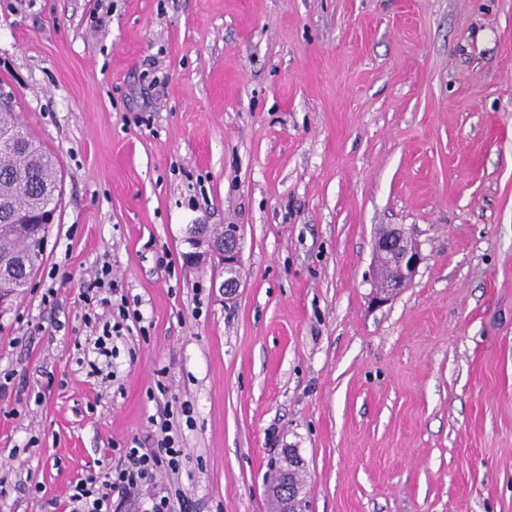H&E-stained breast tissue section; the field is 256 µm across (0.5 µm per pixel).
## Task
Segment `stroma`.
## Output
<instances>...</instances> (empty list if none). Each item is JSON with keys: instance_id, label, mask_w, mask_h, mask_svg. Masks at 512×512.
Wrapping results in <instances>:
<instances>
[{"instance_id": "1", "label": "stroma", "mask_w": 512, "mask_h": 512, "mask_svg": "<svg viewBox=\"0 0 512 512\" xmlns=\"http://www.w3.org/2000/svg\"><path fill=\"white\" fill-rule=\"evenodd\" d=\"M0 89L62 176L0 311V512L165 409L191 512H270L291 451L304 512H512V0H0ZM193 224L236 225L233 300ZM392 225L424 260L378 306ZM105 263L141 321L103 380ZM111 274L112 268L109 266V264H102L100 269H97L94 280L90 283V285L84 292V298L86 299V301L91 303L93 300L97 299L98 295L102 291L109 294L110 297L114 292L117 291V289L114 288V281H112ZM94 288L96 289L95 291ZM91 291H93L94 293H91L90 295Z\"/></svg>"}]
</instances>
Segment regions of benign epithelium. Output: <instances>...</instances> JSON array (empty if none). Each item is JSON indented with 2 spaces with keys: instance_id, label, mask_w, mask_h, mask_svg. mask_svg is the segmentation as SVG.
<instances>
[{
  "instance_id": "obj_1",
  "label": "benign epithelium",
  "mask_w": 512,
  "mask_h": 512,
  "mask_svg": "<svg viewBox=\"0 0 512 512\" xmlns=\"http://www.w3.org/2000/svg\"><path fill=\"white\" fill-rule=\"evenodd\" d=\"M220 253L224 265V281L220 284L224 298L236 296L241 279V247L237 229H224V240L210 242ZM377 268L375 274V299L382 304L391 300L408 287L416 276L423 256L418 245L401 227H392L384 237L375 240Z\"/></svg>"
}]
</instances>
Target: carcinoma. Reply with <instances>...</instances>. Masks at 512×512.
<instances>
[{
  "label": "carcinoma",
  "instance_id": "1",
  "mask_svg": "<svg viewBox=\"0 0 512 512\" xmlns=\"http://www.w3.org/2000/svg\"><path fill=\"white\" fill-rule=\"evenodd\" d=\"M61 192L59 164L38 144L33 150L24 147L11 156L0 158V258L9 263L15 257L23 264L0 280V297L18 294L38 270L43 260V243L48 225L33 224L25 231L9 223L15 212L28 213L56 201ZM286 485L300 489L298 466L290 463L279 472L270 489L272 512H281L284 500L279 488Z\"/></svg>",
  "mask_w": 512,
  "mask_h": 512
}]
</instances>
